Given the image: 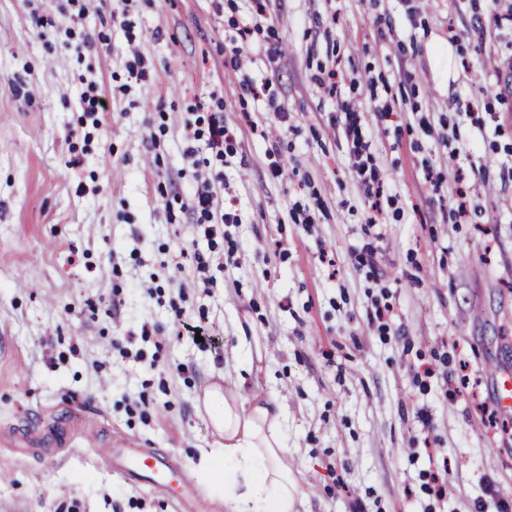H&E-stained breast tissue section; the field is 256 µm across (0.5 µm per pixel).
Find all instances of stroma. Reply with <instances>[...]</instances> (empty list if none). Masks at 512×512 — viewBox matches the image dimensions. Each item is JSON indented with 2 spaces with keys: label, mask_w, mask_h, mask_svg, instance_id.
<instances>
[{
  "label": "stroma",
  "mask_w": 512,
  "mask_h": 512,
  "mask_svg": "<svg viewBox=\"0 0 512 512\" xmlns=\"http://www.w3.org/2000/svg\"><path fill=\"white\" fill-rule=\"evenodd\" d=\"M247 8L0 0V512H228L203 397L236 383L283 404L296 512H496L512 433L481 408L512 369V0H271L251 40L278 58L235 66ZM330 63L386 177L375 225L340 98L312 80ZM191 112L238 128L223 160L187 139ZM219 170L240 221L206 239L192 197ZM378 304L399 334L370 324ZM178 308L216 344L178 334ZM89 431L165 451L193 510L102 465ZM443 464L439 500L424 485Z\"/></svg>",
  "instance_id": "35a3bbf8"
}]
</instances>
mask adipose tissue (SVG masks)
Returning <instances> with one entry per match:
<instances>
[{"label":"adipose tissue","instance_id":"obj_1","mask_svg":"<svg viewBox=\"0 0 512 512\" xmlns=\"http://www.w3.org/2000/svg\"><path fill=\"white\" fill-rule=\"evenodd\" d=\"M282 405L275 400L245 404L238 390L228 389L211 414L224 441L223 464L211 465L224 483L231 512H294L300 487L283 455Z\"/></svg>","mask_w":512,"mask_h":512}]
</instances>
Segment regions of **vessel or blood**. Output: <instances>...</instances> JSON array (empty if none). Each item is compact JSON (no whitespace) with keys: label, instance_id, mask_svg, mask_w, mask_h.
Listing matches in <instances>:
<instances>
[{"label":"vessel or blood","instance_id":"obj_1","mask_svg":"<svg viewBox=\"0 0 512 512\" xmlns=\"http://www.w3.org/2000/svg\"><path fill=\"white\" fill-rule=\"evenodd\" d=\"M495 399L501 409L512 411V373H497ZM105 460L127 482L162 491L178 501L184 496L185 474L176 470L169 457L156 449L130 452L121 441L115 440L106 445Z\"/></svg>","mask_w":512,"mask_h":512}]
</instances>
